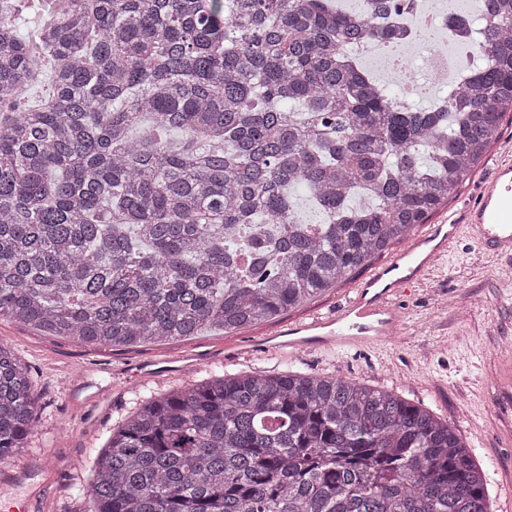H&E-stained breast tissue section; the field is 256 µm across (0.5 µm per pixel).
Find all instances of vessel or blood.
<instances>
[{"instance_id": "b4317fda", "label": "vessel or blood", "mask_w": 512, "mask_h": 512, "mask_svg": "<svg viewBox=\"0 0 512 512\" xmlns=\"http://www.w3.org/2000/svg\"><path fill=\"white\" fill-rule=\"evenodd\" d=\"M462 236L487 252L512 256V156L496 161L491 177L482 184L477 203L419 233L403 253L376 267L367 280L359 283L353 297L336 312L288 326L281 347L347 351L381 343L401 324L399 297L423 282L435 260ZM493 385L498 392L496 411L502 434L512 441V357L500 360Z\"/></svg>"}]
</instances>
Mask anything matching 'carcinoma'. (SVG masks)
Here are the masks:
<instances>
[{
  "label": "carcinoma",
  "mask_w": 512,
  "mask_h": 512,
  "mask_svg": "<svg viewBox=\"0 0 512 512\" xmlns=\"http://www.w3.org/2000/svg\"><path fill=\"white\" fill-rule=\"evenodd\" d=\"M469 26L463 88L417 111L349 52L390 27L333 0H69L42 51L1 9L0 318L137 347L245 329L334 287L454 198L512 112V0H484ZM44 77L51 99L15 111ZM296 185L319 223L297 219ZM242 224L269 228L244 253L270 267L224 250ZM38 409L0 346V461ZM85 496L89 512H489L464 441L423 405L263 370L140 401Z\"/></svg>",
  "instance_id": "obj_1"
}]
</instances>
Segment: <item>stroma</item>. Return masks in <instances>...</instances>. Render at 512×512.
I'll use <instances>...</instances> for the list:
<instances>
[{
    "instance_id": "stroma-1",
    "label": "stroma",
    "mask_w": 512,
    "mask_h": 512,
    "mask_svg": "<svg viewBox=\"0 0 512 512\" xmlns=\"http://www.w3.org/2000/svg\"><path fill=\"white\" fill-rule=\"evenodd\" d=\"M507 150L512 151V121L506 119L485 163L445 209L431 216V223L475 200L480 182ZM407 245L404 239L394 242L386 254L311 301L230 334L206 329L128 350L52 337L0 318V346L28 367L41 402L27 448L18 459L0 465L10 474L9 480H0V512L19 505L24 512H87L81 488L93 477L94 457L137 397L252 369L356 379L423 404L466 440L484 474L490 512H512V445L500 438L491 406L492 374L500 359L512 353V259L492 257L468 239L455 240L429 277L402 297L403 332L382 350L242 353L248 342L334 310L375 266ZM139 363L153 364V374L137 373Z\"/></svg>"
}]
</instances>
